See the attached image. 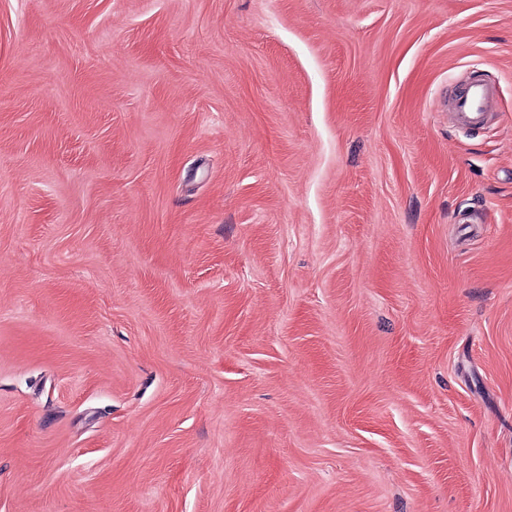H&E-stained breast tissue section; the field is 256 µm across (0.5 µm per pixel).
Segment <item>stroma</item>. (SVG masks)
I'll use <instances>...</instances> for the list:
<instances>
[{
	"instance_id": "35a3bbf8",
	"label": "stroma",
	"mask_w": 512,
	"mask_h": 512,
	"mask_svg": "<svg viewBox=\"0 0 512 512\" xmlns=\"http://www.w3.org/2000/svg\"><path fill=\"white\" fill-rule=\"evenodd\" d=\"M0 512H512V0H0ZM495 103V87L483 80L471 79L465 90L452 100L450 111L461 127H481L494 112Z\"/></svg>"
}]
</instances>
